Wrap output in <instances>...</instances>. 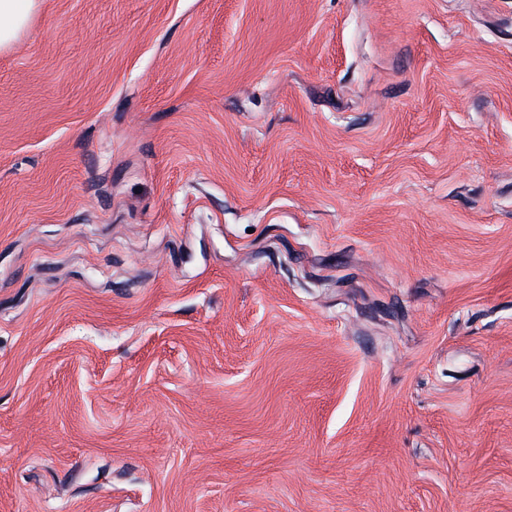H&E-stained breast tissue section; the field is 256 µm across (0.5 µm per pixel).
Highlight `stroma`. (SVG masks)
Listing matches in <instances>:
<instances>
[{"label": "stroma", "mask_w": 512, "mask_h": 512, "mask_svg": "<svg viewBox=\"0 0 512 512\" xmlns=\"http://www.w3.org/2000/svg\"><path fill=\"white\" fill-rule=\"evenodd\" d=\"M0 512H512V0H43Z\"/></svg>", "instance_id": "obj_1"}]
</instances>
